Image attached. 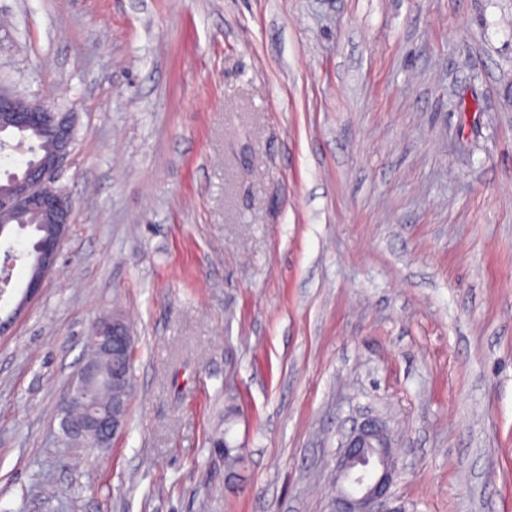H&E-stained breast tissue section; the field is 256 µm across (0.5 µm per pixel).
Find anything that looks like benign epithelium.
I'll list each match as a JSON object with an SVG mask.
<instances>
[{"instance_id": "7a95c632", "label": "benign epithelium", "mask_w": 512, "mask_h": 512, "mask_svg": "<svg viewBox=\"0 0 512 512\" xmlns=\"http://www.w3.org/2000/svg\"><path fill=\"white\" fill-rule=\"evenodd\" d=\"M74 121L71 113L60 112L40 103L33 104L0 86V151L30 157L33 147L23 137L30 129L49 138L53 147L20 175L10 174V185L0 191V218L15 214L40 216L54 224L53 233L36 246V259L15 309L7 320H0V334L38 296L47 276L53 271L60 249L72 224L73 208L66 194L49 191L72 151ZM95 337L101 350L112 356V414L102 415L93 407L79 419L61 416V435L69 440L81 437L92 448L125 432V415L132 390L126 371V352L132 340L123 319L110 314L97 321ZM97 375V366L83 363L67 389V402L79 404L88 383ZM394 450L385 426L376 419H365L342 443L336 460L335 512H402L387 507L395 478Z\"/></svg>"}]
</instances>
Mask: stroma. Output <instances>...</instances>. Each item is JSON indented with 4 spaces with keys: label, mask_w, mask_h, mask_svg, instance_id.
Wrapping results in <instances>:
<instances>
[{
    "label": "stroma",
    "mask_w": 512,
    "mask_h": 512,
    "mask_svg": "<svg viewBox=\"0 0 512 512\" xmlns=\"http://www.w3.org/2000/svg\"><path fill=\"white\" fill-rule=\"evenodd\" d=\"M0 86L75 122L0 334V512H334L366 417L403 512H512V0H0ZM112 313L128 428L75 448ZM97 371V366L94 363L89 361L83 363L67 389L66 399L69 404L81 403L88 383L97 375Z\"/></svg>",
    "instance_id": "stroma-1"
}]
</instances>
